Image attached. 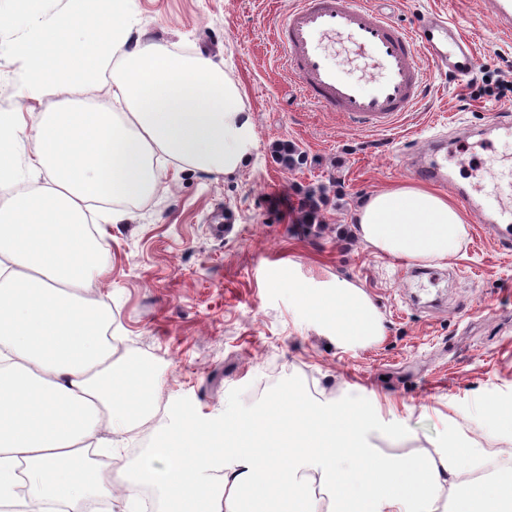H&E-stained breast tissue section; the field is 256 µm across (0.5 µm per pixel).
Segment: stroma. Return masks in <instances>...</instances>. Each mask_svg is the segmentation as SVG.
<instances>
[{"label":"stroma","instance_id":"1","mask_svg":"<svg viewBox=\"0 0 512 512\" xmlns=\"http://www.w3.org/2000/svg\"><path fill=\"white\" fill-rule=\"evenodd\" d=\"M296 3L132 0V37L223 63L243 90L255 142L227 176L160 160L162 187L126 203L129 220L103 228L112 273L100 295L124 348L150 365L165 409L125 442L118 460L128 471L146 455L145 439L176 433L184 420L213 434L225 409L258 414L298 399L374 402L406 435L394 443L382 430L369 433L370 445L394 459L439 445L452 419L485 447L499 445L487 435V406L512 398V246L471 217L456 254L420 264L379 252L353 227L368 195L412 182L415 139L450 142L448 166L466 184H479L484 169L512 155V142L469 153L452 147L483 129L490 113L512 112V92L501 97L496 89L498 72H512V37L499 32L482 0H369L408 28L428 14L452 19L479 63L458 80L420 54L422 102L392 130H364L305 102L284 67L272 31ZM71 7L41 0L33 17L20 0H0V113L20 112L30 123L40 117L41 105L19 94L28 66L13 46L35 21ZM279 140L295 143L306 165L281 168L270 150ZM316 187L318 218L299 223ZM312 279L362 287L383 336L361 348L332 345L289 287Z\"/></svg>","mask_w":512,"mask_h":512}]
</instances>
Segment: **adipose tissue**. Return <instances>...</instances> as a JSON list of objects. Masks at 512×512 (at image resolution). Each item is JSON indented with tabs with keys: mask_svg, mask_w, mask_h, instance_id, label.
<instances>
[{
	"mask_svg": "<svg viewBox=\"0 0 512 512\" xmlns=\"http://www.w3.org/2000/svg\"><path fill=\"white\" fill-rule=\"evenodd\" d=\"M131 2L80 0L14 47L31 69L19 94L45 109L28 126L0 113V501L11 498L20 466L31 501L67 512L112 504L117 487L141 480L156 482L163 512H512V466L469 479L485 450L461 428L444 446L394 460L369 448L379 413L360 400L292 402L272 417L235 416L214 435L185 422L158 443L163 468L143 460L134 482L99 459L159 408L157 382L139 379L148 365L118 354L106 337L108 306L84 295L111 272L88 228L92 205L115 203L108 221L120 223L119 203L157 188V157L225 175L246 162L255 137L241 89L220 63L131 39ZM106 84L110 108L59 99ZM25 137L37 144L29 165L46 183L21 199L10 188ZM355 230L380 252L433 262L459 250L466 220L448 195L402 184L370 195ZM297 294L339 345L383 334L369 295L353 283L311 282ZM225 453L233 465L206 478L207 463ZM297 461L309 462L306 477Z\"/></svg>",
	"mask_w": 512,
	"mask_h": 512,
	"instance_id": "1",
	"label": "adipose tissue"
}]
</instances>
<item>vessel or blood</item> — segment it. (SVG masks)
Returning <instances> with one entry per match:
<instances>
[{"label":"vessel or blood","instance_id":"vessel-or-blood-1","mask_svg":"<svg viewBox=\"0 0 512 512\" xmlns=\"http://www.w3.org/2000/svg\"><path fill=\"white\" fill-rule=\"evenodd\" d=\"M502 33L512 34V0H486ZM350 44L370 60L368 76L343 77L332 61L331 43ZM274 42L298 80L303 99L362 128L389 130L412 111L425 91L416 62L427 52L459 78L477 64L471 40L453 23L436 17L408 29L386 13L371 14L365 0H298L274 29ZM417 179L450 183L438 161L416 160Z\"/></svg>","mask_w":512,"mask_h":512}]
</instances>
